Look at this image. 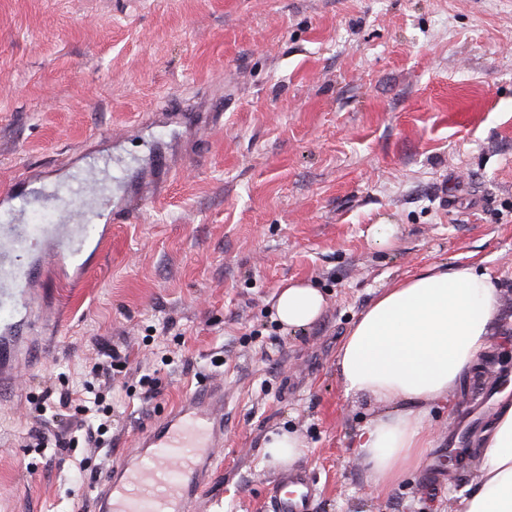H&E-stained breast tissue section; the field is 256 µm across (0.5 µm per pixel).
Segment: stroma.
Returning <instances> with one entry per match:
<instances>
[{"label":"stroma","mask_w":512,"mask_h":512,"mask_svg":"<svg viewBox=\"0 0 512 512\" xmlns=\"http://www.w3.org/2000/svg\"><path fill=\"white\" fill-rule=\"evenodd\" d=\"M89 173L113 208L140 201L87 271L45 264L36 351L0 386V512H95L98 476L212 384L224 446L201 512H268L281 430L308 445L312 512H465L512 405V0H0V225L34 183L55 202L24 200V222L63 223ZM439 261L494 280L491 347L375 498L355 443L379 408L345 395L337 352L382 289ZM298 280L327 305L287 332L274 300ZM108 346L127 357L95 380L111 446L36 447L44 388L81 389Z\"/></svg>","instance_id":"stroma-1"}]
</instances>
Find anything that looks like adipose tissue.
<instances>
[{
    "label": "adipose tissue",
    "instance_id": "1",
    "mask_svg": "<svg viewBox=\"0 0 512 512\" xmlns=\"http://www.w3.org/2000/svg\"><path fill=\"white\" fill-rule=\"evenodd\" d=\"M324 294L308 282L279 289L276 318L295 331L317 321ZM498 290L474 265H428L384 289L350 327L336 360L345 393L383 411L357 436L374 496L386 495L421 464L432 444L430 409L447 401L491 345ZM307 452L294 431L271 434L266 462L285 468ZM466 512H512V406L487 432L477 490Z\"/></svg>",
    "mask_w": 512,
    "mask_h": 512
}]
</instances>
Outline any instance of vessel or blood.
Here are the masks:
<instances>
[{"mask_svg":"<svg viewBox=\"0 0 512 512\" xmlns=\"http://www.w3.org/2000/svg\"><path fill=\"white\" fill-rule=\"evenodd\" d=\"M111 212L108 203L92 209V216L101 221L94 238L88 236L85 225L65 226L66 255L74 267L83 268L87 252L102 244L110 231L103 219ZM56 246L55 238L29 225L0 226V274H23L20 286L0 290L1 304L33 302L32 289L42 277V254ZM22 341L15 322L0 323V364ZM223 441V387L186 395L164 421L140 437L131 455L98 478L94 486L97 512H195L202 475ZM314 492L315 483L303 469L281 473L267 489L272 512H308Z\"/></svg>","mask_w":512,"mask_h":512,"instance_id":"1","label":"vessel or blood"}]
</instances>
